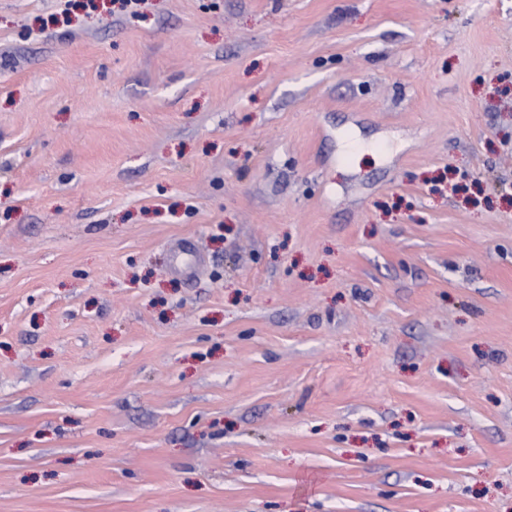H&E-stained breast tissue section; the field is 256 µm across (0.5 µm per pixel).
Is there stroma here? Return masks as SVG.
Returning <instances> with one entry per match:
<instances>
[{"mask_svg":"<svg viewBox=\"0 0 512 512\" xmlns=\"http://www.w3.org/2000/svg\"><path fill=\"white\" fill-rule=\"evenodd\" d=\"M0 512H512V0H0Z\"/></svg>","mask_w":512,"mask_h":512,"instance_id":"obj_1","label":"stroma"}]
</instances>
